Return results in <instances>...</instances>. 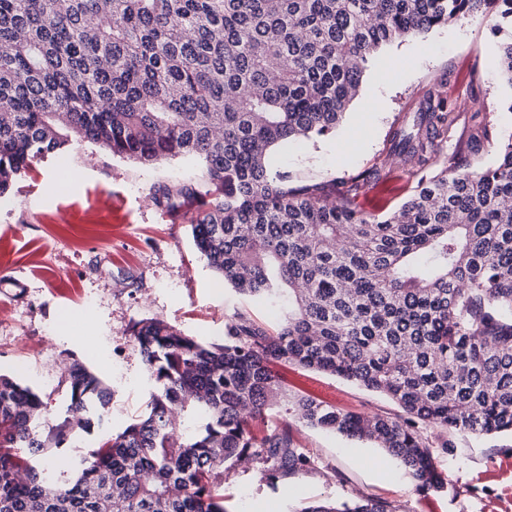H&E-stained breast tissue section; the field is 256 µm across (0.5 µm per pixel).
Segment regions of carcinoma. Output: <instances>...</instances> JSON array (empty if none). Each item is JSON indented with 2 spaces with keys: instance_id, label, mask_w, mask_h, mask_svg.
Returning <instances> with one entry per match:
<instances>
[{
  "instance_id": "1",
  "label": "carcinoma",
  "mask_w": 512,
  "mask_h": 512,
  "mask_svg": "<svg viewBox=\"0 0 512 512\" xmlns=\"http://www.w3.org/2000/svg\"><path fill=\"white\" fill-rule=\"evenodd\" d=\"M498 7L512 85V0H0V197L32 167L91 144L144 165L182 160L195 180L152 189L187 204L194 244L224 286L278 312L225 318L203 343L159 318L132 325L153 383L149 411L88 451L69 476L37 457L106 417L111 390L82 362L65 374L73 418L0 374V512H229L224 477L301 475V423L367 440L418 490L444 488L422 426L512 434V136L470 171L440 145L459 115L434 86L392 135L421 174L393 215L351 206L378 168L336 184H288L268 149L332 135L390 43ZM440 166L438 173L425 172ZM391 399L392 415L293 393L271 362ZM298 512H397L382 498Z\"/></svg>"
}]
</instances>
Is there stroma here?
<instances>
[{
	"mask_svg": "<svg viewBox=\"0 0 512 512\" xmlns=\"http://www.w3.org/2000/svg\"><path fill=\"white\" fill-rule=\"evenodd\" d=\"M495 9L387 46L366 71L335 136L275 148L274 168L295 183L344 181L377 167L379 181L355 201L365 213L398 209L417 179L390 156V138L431 86L444 90L469 137L479 112L494 138L512 134V85L501 76ZM178 163L141 165L92 145L38 163L0 199V372L41 392L52 419L69 404L65 370L85 363L112 391L108 418L49 460L84 457L146 410L151 392L131 335L160 318L203 342L224 337V316L267 309L224 287L196 250L187 215L146 200L158 183L185 175ZM290 391L352 412L394 413L386 396L297 366L274 365ZM312 460L302 475L270 483L252 469L229 474L231 512H297L305 503L378 497L399 512H512V435H457L436 453L447 484L420 492L405 470L370 442L294 424Z\"/></svg>",
	"mask_w": 512,
	"mask_h": 512,
	"instance_id": "35a3bbf8",
	"label": "stroma"
}]
</instances>
